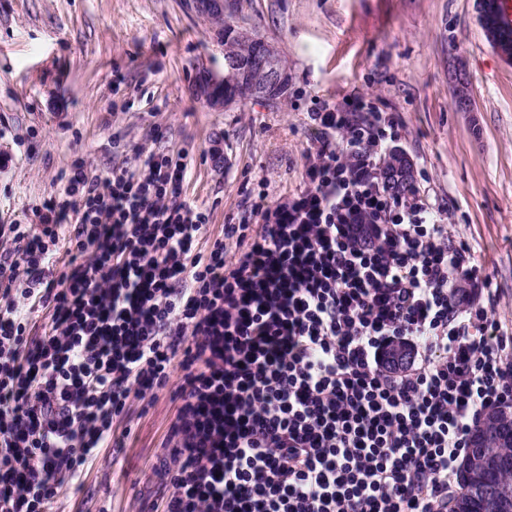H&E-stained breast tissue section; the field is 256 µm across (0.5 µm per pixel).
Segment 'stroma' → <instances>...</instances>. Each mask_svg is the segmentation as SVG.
Returning <instances> with one entry per match:
<instances>
[{
	"mask_svg": "<svg viewBox=\"0 0 512 512\" xmlns=\"http://www.w3.org/2000/svg\"><path fill=\"white\" fill-rule=\"evenodd\" d=\"M232 25L279 53L276 104L246 97L221 109L197 99L199 69L224 71L211 23L182 0H0V224L29 222L81 159L100 177L136 150L188 153L187 198L207 207L201 247L245 217V189L296 192L317 133L316 103L353 92L403 123L398 151L417 184L450 210L512 322V60L489 43L476 0H240ZM472 111H460L457 85ZM220 149L214 160L212 149ZM174 413L161 394L132 410L129 448L102 449L59 512H150L152 466Z\"/></svg>",
	"mask_w": 512,
	"mask_h": 512,
	"instance_id": "35a3bbf8",
	"label": "stroma"
}]
</instances>
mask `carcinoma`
<instances>
[{"label": "carcinoma", "instance_id": "1", "mask_svg": "<svg viewBox=\"0 0 512 512\" xmlns=\"http://www.w3.org/2000/svg\"><path fill=\"white\" fill-rule=\"evenodd\" d=\"M218 43L224 45V92L230 99L253 96L252 59L266 54L280 77V86L273 93L279 97L288 83V76L279 54L261 42L242 43L236 30L229 24L218 34ZM498 430L495 436L485 435L487 427ZM512 414L493 411L485 415L471 435L469 455L458 469V488L450 500L454 512H512V466L503 461L512 458ZM490 481L497 491L492 502H485L478 493L485 481Z\"/></svg>", "mask_w": 512, "mask_h": 512}]
</instances>
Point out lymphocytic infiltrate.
<instances>
[{
	"label": "lymphocytic infiltrate",
	"instance_id": "obj_1",
	"mask_svg": "<svg viewBox=\"0 0 512 512\" xmlns=\"http://www.w3.org/2000/svg\"><path fill=\"white\" fill-rule=\"evenodd\" d=\"M310 118L302 188L258 190L259 223L207 250L182 149L75 163L34 223L0 224V512H56L165 390L163 512H448L472 431L512 408V323L428 191L392 192L401 120L361 93Z\"/></svg>",
	"mask_w": 512,
	"mask_h": 512
}]
</instances>
